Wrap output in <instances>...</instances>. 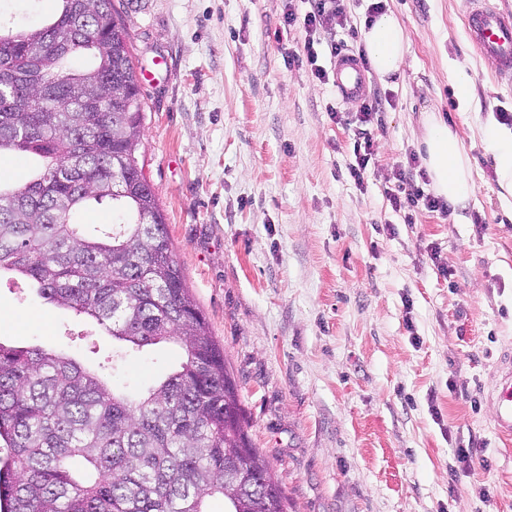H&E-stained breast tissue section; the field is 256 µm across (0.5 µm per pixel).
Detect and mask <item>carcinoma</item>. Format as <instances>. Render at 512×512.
Segmentation results:
<instances>
[{"label": "carcinoma", "mask_w": 512, "mask_h": 512, "mask_svg": "<svg viewBox=\"0 0 512 512\" xmlns=\"http://www.w3.org/2000/svg\"><path fill=\"white\" fill-rule=\"evenodd\" d=\"M40 81L14 83L31 61ZM142 125L128 32L112 0L0 29V152L43 163L0 185V272L24 276L56 306L94 320L131 352L162 342L179 366L129 395L47 346L0 343L3 512H286L245 428L237 382L190 295L167 224L136 155ZM109 202L120 220L81 224ZM236 448L246 449L239 455Z\"/></svg>", "instance_id": "carcinoma-1"}]
</instances>
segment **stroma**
Returning a JSON list of instances; mask_svg holds the SVG:
<instances>
[{
	"label": "stroma",
	"instance_id": "stroma-1",
	"mask_svg": "<svg viewBox=\"0 0 512 512\" xmlns=\"http://www.w3.org/2000/svg\"><path fill=\"white\" fill-rule=\"evenodd\" d=\"M112 2L140 77L144 174L287 512H512V455L490 398L512 351V198L481 130L488 114L512 113V84L468 42L474 0H382L408 53L399 75L366 73L363 100L394 104L360 186L347 170L354 129L327 109L363 100L286 67L304 52L286 0ZM56 7L0 0V24L34 26ZM435 112L475 189L449 211L407 216L387 193ZM0 343L53 346L133 393L182 356L161 343L113 370L110 335L7 272Z\"/></svg>",
	"mask_w": 512,
	"mask_h": 512
}]
</instances>
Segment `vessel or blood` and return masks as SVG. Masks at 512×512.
Here are the masks:
<instances>
[{
	"label": "vessel or blood",
	"instance_id": "obj_1",
	"mask_svg": "<svg viewBox=\"0 0 512 512\" xmlns=\"http://www.w3.org/2000/svg\"><path fill=\"white\" fill-rule=\"evenodd\" d=\"M466 31L470 43L495 65L499 81H512V12L481 4L469 15ZM334 85L341 98L362 96L366 88L364 70L354 54L337 55L333 66ZM494 424L500 435L512 439V355L501 358L497 382Z\"/></svg>",
	"mask_w": 512,
	"mask_h": 512
}]
</instances>
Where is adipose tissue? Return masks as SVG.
Returning a JSON list of instances; mask_svg holds the SVG:
<instances>
[{"instance_id": "adipose-tissue-1", "label": "adipose tissue", "mask_w": 512, "mask_h": 512, "mask_svg": "<svg viewBox=\"0 0 512 512\" xmlns=\"http://www.w3.org/2000/svg\"><path fill=\"white\" fill-rule=\"evenodd\" d=\"M364 50L372 69L390 77L400 73L408 46L405 32L390 13L380 14L364 31ZM483 134L494 154L498 183L512 196V129L487 118ZM427 167L436 193L449 202L461 203L474 192L470 160L457 136L438 115H430L422 138Z\"/></svg>"}]
</instances>
